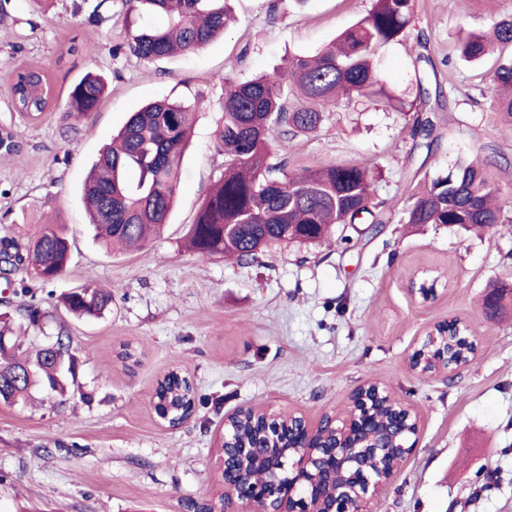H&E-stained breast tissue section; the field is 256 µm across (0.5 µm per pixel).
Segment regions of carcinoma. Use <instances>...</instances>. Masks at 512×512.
<instances>
[{"instance_id": "1", "label": "carcinoma", "mask_w": 512, "mask_h": 512, "mask_svg": "<svg viewBox=\"0 0 512 512\" xmlns=\"http://www.w3.org/2000/svg\"><path fill=\"white\" fill-rule=\"evenodd\" d=\"M215 0H121L127 15L142 19L127 31L125 49L154 61L193 53L223 35L226 8ZM415 0H373L366 16L311 55L288 57L286 70L238 81L224 76V123L216 131V148L224 155V172L201 204L185 246L206 255H224L241 262L277 243L318 244L336 224H354L369 217L378 223L374 201L375 172L364 163L319 164L287 168L279 151L298 136L317 132L327 109L342 99L361 97L416 116L411 136L439 147L433 123L425 116L428 89L418 84L415 99L391 95L375 67L379 48L405 40L412 28ZM496 44H512V15L493 24V38L468 34L459 50L466 60H479ZM107 87L92 73L68 91L62 120L67 130L91 131L86 123ZM491 105L499 120L512 129V58L493 77ZM14 109L36 120L55 106L53 79L41 65L17 72L11 88ZM200 103L156 100L132 113L119 133L99 154L83 185V198L93 238L109 246L139 247L160 234L168 223L181 176V159L188 132ZM490 167L460 162L432 177L424 176L410 197L405 223L455 227L464 231H494L512 224V211L499 202ZM71 259V242L56 225L45 226L24 243L0 238V260L17 268L33 266L44 283L60 278ZM68 314L97 319L112 306V291L83 285L63 297ZM11 319L0 315V404L15 405L47 390L63 396L76 382V358L70 339L58 335L29 350L12 335ZM448 336V357H471L473 343ZM195 402L187 381L172 371L157 388V415L172 422ZM238 444L264 443L277 448L283 436L266 429L258 418L232 417Z\"/></svg>"}]
</instances>
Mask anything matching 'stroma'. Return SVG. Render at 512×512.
I'll list each match as a JSON object with an SVG mask.
<instances>
[{
    "label": "stroma",
    "mask_w": 512,
    "mask_h": 512,
    "mask_svg": "<svg viewBox=\"0 0 512 512\" xmlns=\"http://www.w3.org/2000/svg\"><path fill=\"white\" fill-rule=\"evenodd\" d=\"M98 0H5L0 7V126L19 152L0 155V237L30 238L46 220L64 224L72 258L63 276L41 283L0 262V313L30 340L70 337L78 386L66 397L38 392L31 404L0 405V512H186L220 487L226 418L270 407L318 421L343 414L351 393L376 381L419 415L414 452L372 505L373 512H512V314L487 319L491 285H512V224L491 234L448 226L410 227L404 209L424 175L457 160L504 154L497 177L512 203V130L489 109L497 58L463 62L459 36L485 31L512 0H416L414 38L383 47L377 68L387 89L414 96L417 68L436 72L443 109L432 119L440 146L415 148L410 115L366 100L341 101L320 129L289 141V166L370 164L379 223L336 225L330 242L283 244L251 262L189 251L184 238L224 170L215 134L224 121V74L244 80L310 54L365 16L372 0H230L220 37L189 55L143 62L115 53L129 22L121 0L104 20ZM93 37V53L67 54ZM427 62H419V55ZM40 63L55 82L56 106L30 122L11 106L16 71ZM101 75L108 92L90 133H64L70 85ZM199 102L182 183L160 236L137 250L93 243L82 199L92 163L129 114L149 101ZM91 283L112 291V310L77 320L62 298ZM426 283L430 300L410 288ZM27 285L29 294L18 292ZM43 319L28 327L24 308ZM460 318L477 351L465 366L423 377L409 358L426 328ZM137 361H122L123 345ZM190 377L193 415L171 428L152 397L171 370Z\"/></svg>",
    "instance_id": "stroma-1"
}]
</instances>
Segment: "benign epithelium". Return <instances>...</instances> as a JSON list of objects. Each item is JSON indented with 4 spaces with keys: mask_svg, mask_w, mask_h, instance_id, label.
<instances>
[{
    "mask_svg": "<svg viewBox=\"0 0 512 512\" xmlns=\"http://www.w3.org/2000/svg\"><path fill=\"white\" fill-rule=\"evenodd\" d=\"M383 390L377 382L360 386L345 415L331 419L322 434L320 425L292 412L261 409L269 418L288 423L299 420L300 428L294 433L298 444L288 457L276 455L270 448H238L224 438V508L220 512H371L372 501L415 450L411 436L396 432L369 444L378 470H365L360 448L371 427L370 407L381 399ZM252 461L266 462L271 479L255 482L248 478L246 471ZM314 472L320 473L327 485L336 486L333 496L310 488L308 476Z\"/></svg>",
    "mask_w": 512,
    "mask_h": 512,
    "instance_id": "1",
    "label": "benign epithelium"
}]
</instances>
